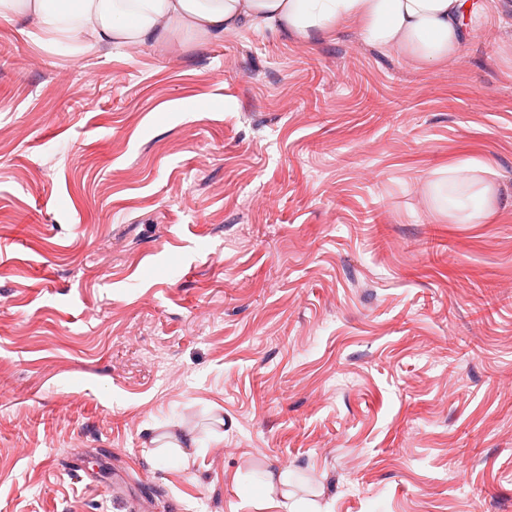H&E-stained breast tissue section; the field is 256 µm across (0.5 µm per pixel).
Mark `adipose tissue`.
Listing matches in <instances>:
<instances>
[{
	"label": "adipose tissue",
	"mask_w": 512,
	"mask_h": 512,
	"mask_svg": "<svg viewBox=\"0 0 512 512\" xmlns=\"http://www.w3.org/2000/svg\"><path fill=\"white\" fill-rule=\"evenodd\" d=\"M482 19L473 0H0V25L71 56L177 35L217 39L246 26L309 41L353 23L368 45L432 66L456 56L467 22ZM488 172L477 160L449 166V179L461 186L440 209L449 223L481 224L495 215Z\"/></svg>",
	"instance_id": "1"
}]
</instances>
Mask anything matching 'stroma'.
Wrapping results in <instances>:
<instances>
[{"label": "stroma", "mask_w": 512, "mask_h": 512, "mask_svg": "<svg viewBox=\"0 0 512 512\" xmlns=\"http://www.w3.org/2000/svg\"><path fill=\"white\" fill-rule=\"evenodd\" d=\"M477 2L431 67L351 24L0 27V512H512V0ZM466 158L485 224L431 203ZM489 173L492 170L477 160H463L448 166V180L459 182L462 191L448 202L447 207L435 198L434 207L448 218V223L485 224L498 209L495 185L480 176Z\"/></svg>", "instance_id": "obj_1"}]
</instances>
